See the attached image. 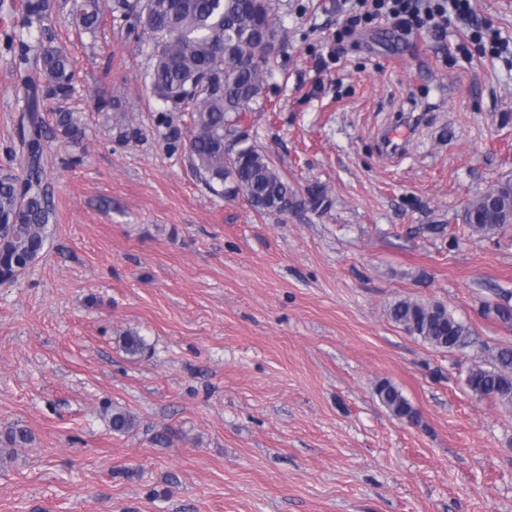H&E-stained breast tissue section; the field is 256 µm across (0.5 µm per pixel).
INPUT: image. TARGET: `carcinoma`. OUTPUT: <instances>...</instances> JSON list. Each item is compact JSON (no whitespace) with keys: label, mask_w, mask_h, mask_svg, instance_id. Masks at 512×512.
Masks as SVG:
<instances>
[{"label":"carcinoma","mask_w":512,"mask_h":512,"mask_svg":"<svg viewBox=\"0 0 512 512\" xmlns=\"http://www.w3.org/2000/svg\"><path fill=\"white\" fill-rule=\"evenodd\" d=\"M105 0H73V20L84 30L97 28ZM46 0H27L23 25L42 22ZM123 16L134 15L153 44V66L147 73L154 96L169 108L165 119L173 147H182L188 161L217 196L244 197L258 213H286L292 207L318 210L327 201L323 188L312 185L300 193L255 144L235 135L240 114L262 97L273 71L275 30L271 0H122ZM40 79L27 85L26 108L17 125L16 142L9 150L15 168L0 169V267L8 277L37 261L43 252L54 216L42 163L48 125L76 143L84 128L75 112L58 109L46 122L44 100L66 97L72 89L73 63L66 51L48 44L38 55ZM189 117L187 140L174 121ZM117 138L130 134L126 112L105 114ZM466 223L476 235L495 234L512 224V181L471 199ZM392 322L406 333L439 349L464 342L468 327L443 304L411 298L395 300L388 309ZM122 347L131 356L145 348L141 336L127 333ZM466 383L479 397L493 396L512 405V348L491 354L488 366L469 370ZM381 404L399 420H413L416 412L395 384L384 380L375 388ZM112 431L126 433L135 418L123 410L112 412Z\"/></svg>","instance_id":"obj_1"}]
</instances>
